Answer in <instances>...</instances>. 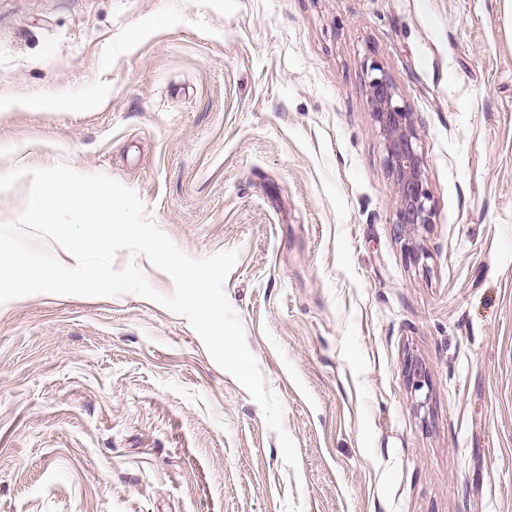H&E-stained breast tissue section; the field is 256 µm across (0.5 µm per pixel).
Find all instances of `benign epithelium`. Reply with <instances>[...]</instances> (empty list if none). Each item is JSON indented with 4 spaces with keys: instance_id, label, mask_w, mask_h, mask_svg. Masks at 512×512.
I'll return each instance as SVG.
<instances>
[{
    "instance_id": "obj_1",
    "label": "benign epithelium",
    "mask_w": 512,
    "mask_h": 512,
    "mask_svg": "<svg viewBox=\"0 0 512 512\" xmlns=\"http://www.w3.org/2000/svg\"><path fill=\"white\" fill-rule=\"evenodd\" d=\"M369 70L372 115L384 140L397 195L396 224L417 261L421 253L415 239L419 228L431 223L433 198L424 178L413 113L377 63H371Z\"/></svg>"
}]
</instances>
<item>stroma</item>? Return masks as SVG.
<instances>
[{"mask_svg":"<svg viewBox=\"0 0 512 512\" xmlns=\"http://www.w3.org/2000/svg\"><path fill=\"white\" fill-rule=\"evenodd\" d=\"M373 61L435 202L418 260ZM6 101L0 173H103L189 256L239 250L224 292L299 464L186 318L38 293L0 305V512H512L501 0H0Z\"/></svg>","mask_w":512,"mask_h":512,"instance_id":"obj_1","label":"stroma"}]
</instances>
